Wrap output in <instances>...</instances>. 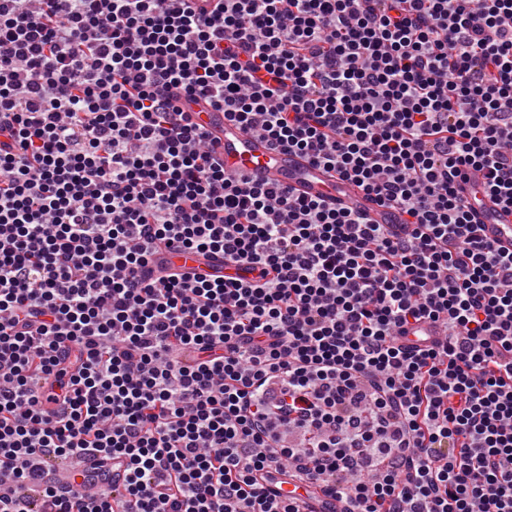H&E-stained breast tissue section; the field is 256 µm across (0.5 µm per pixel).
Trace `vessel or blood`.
<instances>
[{
	"mask_svg": "<svg viewBox=\"0 0 512 512\" xmlns=\"http://www.w3.org/2000/svg\"><path fill=\"white\" fill-rule=\"evenodd\" d=\"M192 123L203 127L213 148L224 164L225 173L240 175L247 180L273 182L288 188L298 196L321 198L328 204L350 207L366 214L369 223L388 224L392 221L388 208L378 205L362 192L353 181L313 166L301 155L275 149L261 134L249 132L238 123L225 118L216 109L197 97L184 105ZM464 197H476L474 219L480 234L503 251L512 250V210L482 192L480 175H472L463 183ZM160 261L203 278L233 275L222 255L206 259L192 251L161 253ZM301 512H345L344 504L320 491L299 493Z\"/></svg>",
	"mask_w": 512,
	"mask_h": 512,
	"instance_id": "1",
	"label": "vessel or blood"
}]
</instances>
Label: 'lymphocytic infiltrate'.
Here are the masks:
<instances>
[{
    "label": "lymphocytic infiltrate",
    "instance_id": "f902f5d3",
    "mask_svg": "<svg viewBox=\"0 0 512 512\" xmlns=\"http://www.w3.org/2000/svg\"><path fill=\"white\" fill-rule=\"evenodd\" d=\"M197 96L400 232L225 174ZM473 169L512 207V0H0V512H300L264 470L512 512V253ZM462 195L472 201L477 192L479 203H473L474 224H478L480 234L502 251L512 250V211L487 196L482 188L480 175H471L466 183H461ZM161 261L167 266L171 265L180 268L198 277L216 278L223 276L224 278V275L235 276L234 268L229 265L224 266V256L220 254H214V258L205 259L192 251L164 252L155 259L156 264Z\"/></svg>",
    "mask_w": 512,
    "mask_h": 512
}]
</instances>
